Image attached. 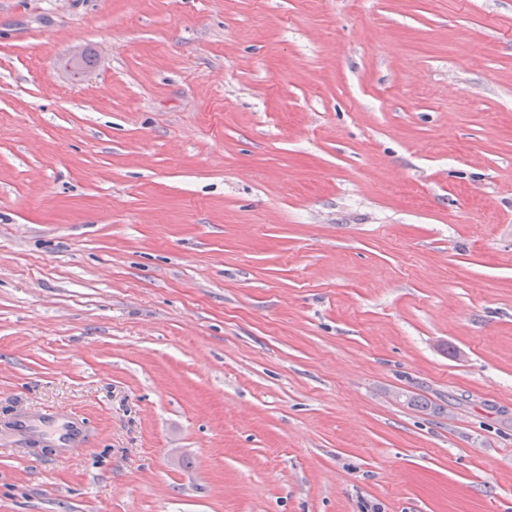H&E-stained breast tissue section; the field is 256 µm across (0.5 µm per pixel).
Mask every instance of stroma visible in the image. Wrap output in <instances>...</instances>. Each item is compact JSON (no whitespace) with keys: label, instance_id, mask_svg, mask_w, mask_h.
Instances as JSON below:
<instances>
[{"label":"stroma","instance_id":"obj_1","mask_svg":"<svg viewBox=\"0 0 512 512\" xmlns=\"http://www.w3.org/2000/svg\"><path fill=\"white\" fill-rule=\"evenodd\" d=\"M0 512H512V0H0Z\"/></svg>","mask_w":512,"mask_h":512}]
</instances>
